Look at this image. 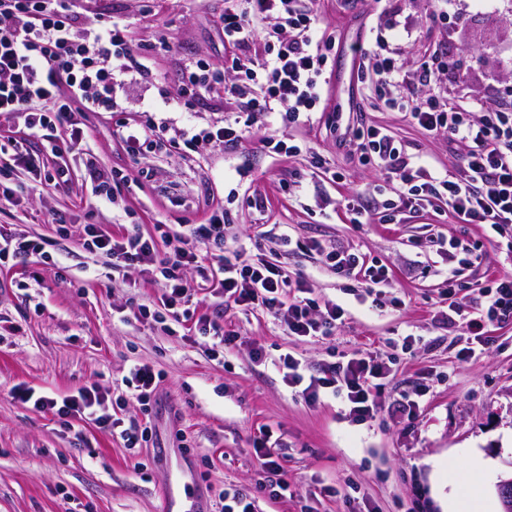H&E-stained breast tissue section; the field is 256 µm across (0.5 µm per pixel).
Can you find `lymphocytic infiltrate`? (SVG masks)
Here are the masks:
<instances>
[{
	"label": "lymphocytic infiltrate",
	"mask_w": 512,
	"mask_h": 512,
	"mask_svg": "<svg viewBox=\"0 0 512 512\" xmlns=\"http://www.w3.org/2000/svg\"><path fill=\"white\" fill-rule=\"evenodd\" d=\"M259 19L272 20L273 27L265 43L266 58L257 64L242 56L241 50L253 42L254 23ZM318 25L317 14L303 0H224L221 29L225 44L236 53L227 58L221 72L198 60L186 63L179 107L192 111L198 98L219 88L225 97L245 101L244 114L200 130L176 129V137L195 147H220L256 135L266 119L280 110L289 122L314 124V114L327 93V45L317 36ZM397 28L394 22L370 28L368 42L359 51L357 77L388 109L404 113L426 131L446 133L460 145V172L432 173L421 157L408 154L378 126L346 128L336 141L342 147H355L360 162L372 165L389 188L398 190L404 209L417 211L438 202L448 207L456 223L480 225L485 238H494L512 226V108L478 113L451 96L420 99L406 93L391 47ZM126 30L117 20L81 25L71 0H0V118L31 130L60 128L71 142L81 143L85 132L80 115L116 111L119 76L147 72ZM228 70L237 72L238 80L227 81ZM225 232L224 207L218 203L205 223L178 229L158 224L150 236L135 230L114 234L88 224L80 246L89 254L108 258L112 267H141L152 281L161 283V295L152 305H140V316L153 318L168 333L188 326L211 335L215 340L212 357L233 348L238 336L208 317H193L186 307L187 287L176 274L184 266L195 269L225 302L272 313L288 335L316 337L333 332L345 314L342 307L319 304L305 277L288 279L281 266L264 258L234 260L218 254ZM310 248L322 255L326 270L334 274L374 285L390 277L387 266L366 264L359 252L319 241ZM477 293L472 313H463L452 301L438 318L450 328L463 322L473 337V345L459 355L463 362L486 349L489 325L512 322L511 275L489 280ZM280 363L289 386L300 389L305 402H317L325 392L344 394L348 418L360 425L375 417L378 391L391 373L384 359L370 356L329 363L320 375L310 378L301 373L293 355L281 356ZM12 397L34 411H50L63 419L108 429L127 448L148 441L151 432L148 425L128 424L102 412L105 395L94 384L57 397L19 385ZM269 442L266 436L255 438L253 448L263 470L275 475V482L259 483L251 492L226 494L222 512H254L260 494L286 498L288 483L279 476L282 466Z\"/></svg>",
	"instance_id": "obj_1"
}]
</instances>
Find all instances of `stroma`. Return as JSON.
<instances>
[{
    "instance_id": "35a3bbf8",
    "label": "stroma",
    "mask_w": 512,
    "mask_h": 512,
    "mask_svg": "<svg viewBox=\"0 0 512 512\" xmlns=\"http://www.w3.org/2000/svg\"><path fill=\"white\" fill-rule=\"evenodd\" d=\"M437 5L387 2L388 16L411 33L399 51L409 90L425 93L419 82L425 51L443 43V90L466 94L486 109L511 106L512 0H451L444 25L427 20ZM75 6L87 25L123 21L131 47L148 49V73L118 91L119 112L83 113L82 145L62 140L53 150L43 132L0 124V185L22 193L18 206L0 208V228L42 243L41 254L0 262V512H64L69 497L84 512H162L163 495L176 484L198 482L213 498L251 489L265 479L252 448L262 429L281 446L291 495L285 501L260 497L258 512H345L347 494L359 504L371 501L378 512L411 506L444 512L452 480L461 481L472 507L496 498L500 476L512 472V324L489 326L487 350L461 363L456 354L470 336L460 326L443 328L435 314L447 276H455L456 299L468 312L487 278L512 275V229L488 241L477 226L454 223L443 206L399 211L393 224H351L345 200H377L379 174L353 150L337 147L326 123L382 126L434 168L461 167L460 151L446 134L425 131L387 109L347 69L353 50L365 45L378 21L370 0H313L319 34L331 43L330 102L322 125H292L275 114L257 139L201 154L184 145L137 157L127 154L117 122L143 119L150 108L156 121L202 129L243 110L242 101L217 91L193 111L171 108L183 92L186 62L220 69L232 54L220 28L224 0H75ZM264 136L310 143L340 180L315 173L305 156L269 153L260 143ZM89 151L116 176L113 201L94 193L85 171ZM18 152L31 158L32 167L15 166ZM60 169L68 172L63 184L55 179ZM213 200L224 205L225 252L239 246L255 255L262 232L287 225L293 248L265 257L288 276L308 277L320 302L346 309L332 335H286L272 315L245 312L223 303L221 295L197 290L195 273L183 268L179 275L195 288L197 313L220 319L239 336L223 359L211 358V337L170 336L160 324L139 318V304L159 295V284L133 267L113 277L105 258L79 244L88 224L112 232L123 226L145 231L158 222L201 224ZM437 234L480 249L472 262L460 264L430 248L428 238ZM311 240L337 243L360 251L366 262L386 265L389 284L375 297L363 280L324 270L322 257L304 248ZM407 334L414 339L410 360L395 346ZM257 345L264 350L259 361L252 355ZM362 351L394 360L378 396L379 412L363 425L346 418L343 398L306 403L279 367L280 356L289 353L305 375H316L324 364ZM137 363L152 365L163 377L155 411L165 453L158 462L152 449L132 454L107 430L67 426L11 396L18 384L46 394L96 384L114 400L119 417L140 420L144 406L118 400ZM427 377L431 391L419 396L415 415L399 412L401 398L415 395ZM325 486L331 495L322 494Z\"/></svg>"
}]
</instances>
